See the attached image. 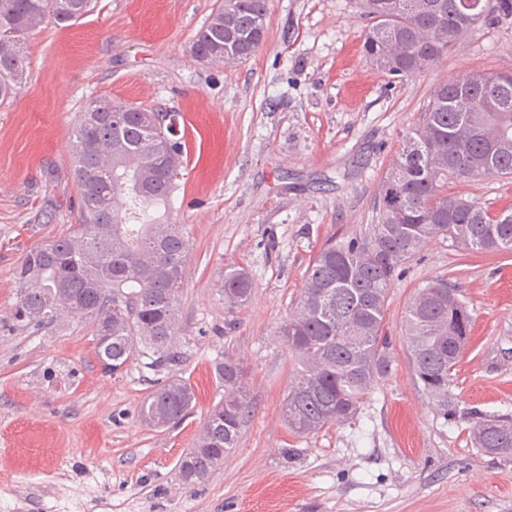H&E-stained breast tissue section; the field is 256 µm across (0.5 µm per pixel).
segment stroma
Here are the masks:
<instances>
[{
    "instance_id": "stroma-1",
    "label": "stroma",
    "mask_w": 512,
    "mask_h": 512,
    "mask_svg": "<svg viewBox=\"0 0 512 512\" xmlns=\"http://www.w3.org/2000/svg\"><path fill=\"white\" fill-rule=\"evenodd\" d=\"M217 0H98L75 24L25 37L28 70L0 99V512H512V459L474 448L467 420L444 417L413 375L402 317L415 288L448 280L473 316L452 373L459 409L512 416V254L427 242L387 300L390 374L356 420L292 434L281 407L296 368L277 336L310 259L375 220L374 199L402 135L437 85L465 70L512 72V18L487 24L424 74L399 80L363 53L355 0H270L246 62L198 61L196 33ZM177 113L188 151L168 211L186 227L180 361L104 372L91 328L35 335L5 319L16 266L74 222L72 132L96 99ZM448 192L512 209V178L452 179ZM245 267L248 304L227 312L224 265ZM247 370L253 411L207 480L184 485L180 458L223 399V354ZM174 376L196 395L155 429L139 407Z\"/></svg>"
}]
</instances>
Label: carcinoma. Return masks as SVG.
I'll return each mask as SVG.
<instances>
[{
    "instance_id": "carcinoma-1",
    "label": "carcinoma",
    "mask_w": 512,
    "mask_h": 512,
    "mask_svg": "<svg viewBox=\"0 0 512 512\" xmlns=\"http://www.w3.org/2000/svg\"><path fill=\"white\" fill-rule=\"evenodd\" d=\"M269 0H222L194 56L234 65L250 58L264 36ZM370 20L369 63L400 80L419 76L480 26L512 16V0H357ZM92 0H0V97L15 94L28 56L21 35L46 18L76 22ZM93 101L72 134L79 187L69 232L29 250L15 271L12 327L28 333L68 319L87 321L97 360L110 373L147 359L159 369L179 361L178 305L188 241L164 223L183 163L184 141L168 125L176 115L130 104ZM512 176V75L464 71L438 84L420 125L402 138L376 196V223L326 242L306 270L296 310L278 331L298 369L282 405L288 428L309 435L351 422L392 369L384 332L386 301L402 266L441 238L473 253H512V211L491 214L448 195V179ZM243 267L224 264L220 291L232 311L251 296ZM472 330L457 289L435 280L417 289L404 311L410 366L443 415H455L452 371ZM216 373L224 400L209 411L193 448L179 462L183 483L209 478L237 447L251 400L244 362L226 355ZM195 393L166 378L144 399L140 418L154 427L180 422ZM474 447L512 458V417L462 413Z\"/></svg>"
}]
</instances>
